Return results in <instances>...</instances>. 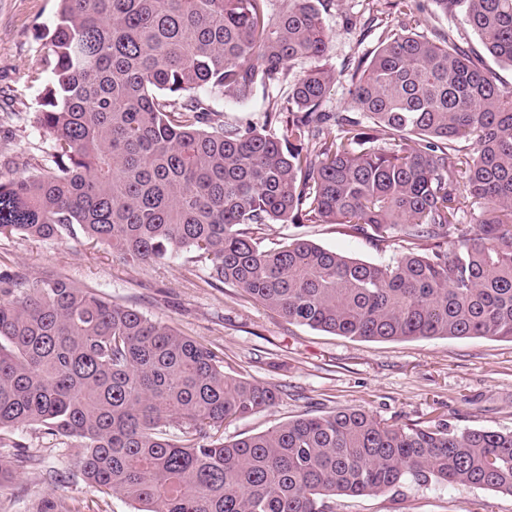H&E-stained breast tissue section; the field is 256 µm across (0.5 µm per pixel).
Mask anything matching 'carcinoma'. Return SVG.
Here are the masks:
<instances>
[{"label": "carcinoma", "mask_w": 512, "mask_h": 512, "mask_svg": "<svg viewBox=\"0 0 512 512\" xmlns=\"http://www.w3.org/2000/svg\"><path fill=\"white\" fill-rule=\"evenodd\" d=\"M271 2L59 0L34 115L50 165L0 172V235L78 228L138 264L194 251L216 281L333 335L512 342V86L453 28L428 36L412 16L337 70L326 0ZM431 2L512 66V0ZM307 58L320 65L289 80ZM340 76L350 113L325 108ZM284 85L279 136L213 119L212 96ZM288 222L402 251L377 264L288 236L261 246L263 227ZM279 394L132 306L0 273V446L28 427L64 437L93 492L141 512H327L407 479L512 496V431L346 408L219 434Z\"/></svg>", "instance_id": "carcinoma-1"}]
</instances>
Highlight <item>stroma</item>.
Returning <instances> with one entry per match:
<instances>
[{
	"label": "stroma",
	"mask_w": 512,
	"mask_h": 512,
	"mask_svg": "<svg viewBox=\"0 0 512 512\" xmlns=\"http://www.w3.org/2000/svg\"><path fill=\"white\" fill-rule=\"evenodd\" d=\"M58 0H0V164L28 173L44 164L46 145L33 123L37 102L51 74L42 58V34L51 27ZM380 23L364 28L370 10ZM322 16L333 35L329 58L341 67L376 47L383 26L400 14L388 0H330ZM281 95L255 88L243 102L212 99L227 124L267 125ZM296 235L368 262L391 260L398 241L380 244L363 235L339 233L332 224H272L263 246ZM26 283L61 276L112 301L197 339L224 359L231 374L275 384L276 406L224 424L225 440L265 431L304 412L362 408L398 425L447 421L452 428L512 430V342L483 337H432L403 341L347 338L289 323L248 295L210 276L209 263L182 252L166 260L136 265L82 233L38 240L0 236V271ZM21 449L1 448L0 460L29 457L15 479L0 488V512H36L41 501L63 498L72 512H137L125 498L90 492L76 479L78 458L66 439L35 428L17 431ZM55 470L72 472L69 484L52 483ZM330 512H512V497L483 488H456L407 481L376 496L339 498Z\"/></svg>",
	"instance_id": "35a3bbf8"
}]
</instances>
